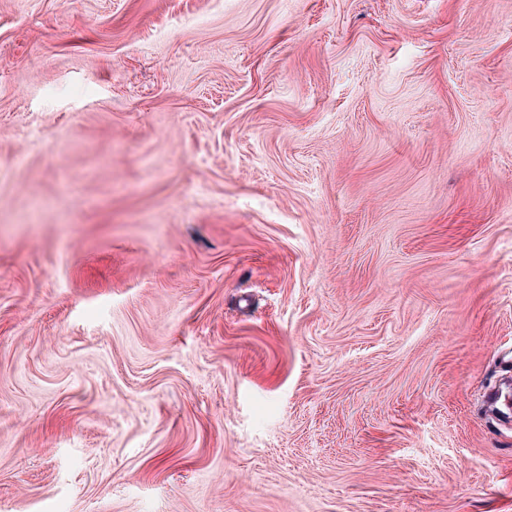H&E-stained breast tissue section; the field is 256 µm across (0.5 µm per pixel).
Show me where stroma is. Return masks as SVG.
Listing matches in <instances>:
<instances>
[{"mask_svg": "<svg viewBox=\"0 0 512 512\" xmlns=\"http://www.w3.org/2000/svg\"><path fill=\"white\" fill-rule=\"evenodd\" d=\"M512 0H0V512H512Z\"/></svg>", "mask_w": 512, "mask_h": 512, "instance_id": "35a3bbf8", "label": "stroma"}]
</instances>
